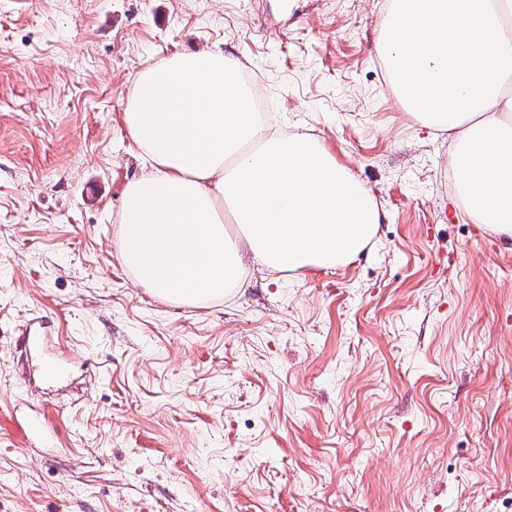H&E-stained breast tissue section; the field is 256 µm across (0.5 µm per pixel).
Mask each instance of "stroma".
<instances>
[{
  "label": "stroma",
  "instance_id": "obj_1",
  "mask_svg": "<svg viewBox=\"0 0 512 512\" xmlns=\"http://www.w3.org/2000/svg\"><path fill=\"white\" fill-rule=\"evenodd\" d=\"M387 3L0 0V512H512V242L395 96ZM215 46L382 221L344 266L180 306L120 259L147 171L123 112L145 67Z\"/></svg>",
  "mask_w": 512,
  "mask_h": 512
}]
</instances>
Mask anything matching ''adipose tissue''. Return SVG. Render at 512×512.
<instances>
[{"mask_svg": "<svg viewBox=\"0 0 512 512\" xmlns=\"http://www.w3.org/2000/svg\"><path fill=\"white\" fill-rule=\"evenodd\" d=\"M512 0H389L377 51L398 100L451 139L470 217L512 241ZM124 123L149 162L120 216L121 259L177 304L243 287L250 268L331 270L369 245L374 197L313 135L257 112L241 65L215 47L142 70Z\"/></svg>", "mask_w": 512, "mask_h": 512, "instance_id": "adipose-tissue-1", "label": "adipose tissue"}]
</instances>
